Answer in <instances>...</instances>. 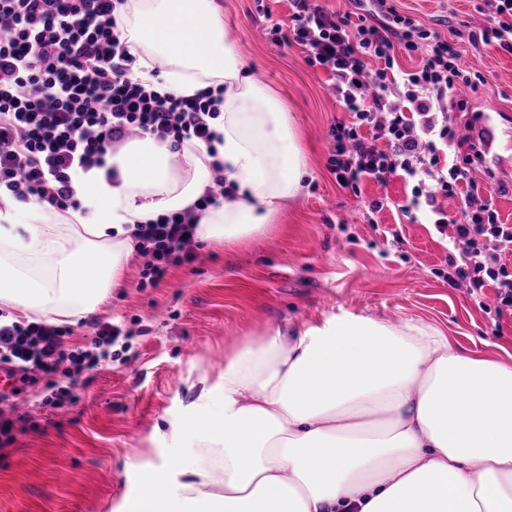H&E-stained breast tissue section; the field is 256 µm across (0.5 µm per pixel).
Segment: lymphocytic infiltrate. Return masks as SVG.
<instances>
[{
	"label": "lymphocytic infiltrate",
	"instance_id": "f902f5d3",
	"mask_svg": "<svg viewBox=\"0 0 512 512\" xmlns=\"http://www.w3.org/2000/svg\"><path fill=\"white\" fill-rule=\"evenodd\" d=\"M126 0H0V197L64 211L74 206V178L103 167L105 157L131 135H151L179 148L189 138L209 141L223 88L189 97L160 93L131 78L136 61L118 27ZM288 25L310 65L348 111L330 129L327 169L340 187L414 180L401 210L429 212L437 231L452 229L448 284L469 293L493 287L512 306V225L501 223L492 198L483 196L470 168L441 166V144L455 136L444 103L461 85H472L461 53L439 34L420 28L387 0H354L357 18L338 15L313 0H289ZM472 49L491 44L512 54V0H495L490 26L468 31ZM419 54L405 72L397 49ZM466 192H459V185ZM460 199L459 217L443 207ZM194 213L187 210L136 225L134 248L141 276L161 281L171 267L196 257ZM86 349L65 343L68 327L44 321L0 324V365L11 366L25 385L42 384L43 403L73 405L82 373L100 365L130 332L95 322Z\"/></svg>",
	"mask_w": 512,
	"mask_h": 512
}]
</instances>
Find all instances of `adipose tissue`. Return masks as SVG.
Segmentation results:
<instances>
[{"instance_id": "adipose-tissue-1", "label": "adipose tissue", "mask_w": 512, "mask_h": 512, "mask_svg": "<svg viewBox=\"0 0 512 512\" xmlns=\"http://www.w3.org/2000/svg\"><path fill=\"white\" fill-rule=\"evenodd\" d=\"M133 77L191 96L223 86L212 144L146 135L73 182L76 208L0 206V307L82 319L118 287L135 225L195 208L213 163L232 197L195 237L276 223L308 173L293 113L224 38L218 0H130ZM179 453L130 512H512V365L457 352L431 324L349 314L267 331L225 360L168 431Z\"/></svg>"}]
</instances>
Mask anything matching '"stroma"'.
Returning a JSON list of instances; mask_svg holds the SVG:
<instances>
[{
    "instance_id": "obj_1",
    "label": "stroma",
    "mask_w": 512,
    "mask_h": 512,
    "mask_svg": "<svg viewBox=\"0 0 512 512\" xmlns=\"http://www.w3.org/2000/svg\"><path fill=\"white\" fill-rule=\"evenodd\" d=\"M219 2L225 39L295 114L308 162L304 189L266 232L197 247L194 262L157 285L140 287L142 259L131 256L93 318L131 331L128 349L84 372L73 407L33 406L0 443V512H123L145 475L174 456L153 433L193 400L192 382L217 378L236 347L273 328L348 313L413 319L450 336L460 353L512 361V306L497 308L490 287L472 295L448 285V236L400 210L413 181L394 176L356 193L328 172L330 128L346 110L301 46L277 45L272 26L287 23L288 0ZM388 2L445 40L464 22L480 30L494 10L491 0ZM462 57L484 82L451 109L460 138L480 105L512 112V54L492 45ZM381 198L388 207L370 213L369 202Z\"/></svg>"
}]
</instances>
